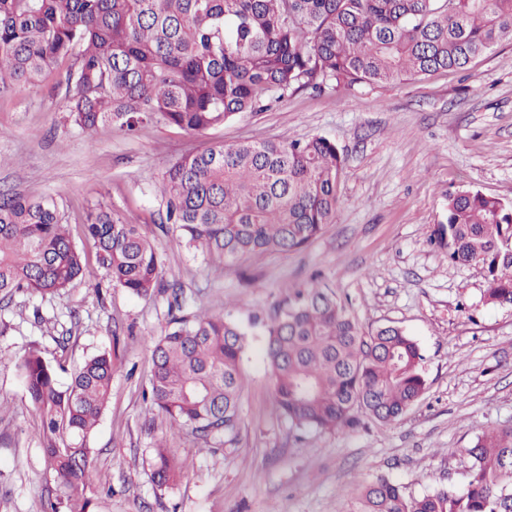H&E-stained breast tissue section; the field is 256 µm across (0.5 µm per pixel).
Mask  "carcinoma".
Returning a JSON list of instances; mask_svg holds the SVG:
<instances>
[{"instance_id": "obj_1", "label": "carcinoma", "mask_w": 512, "mask_h": 512, "mask_svg": "<svg viewBox=\"0 0 512 512\" xmlns=\"http://www.w3.org/2000/svg\"><path fill=\"white\" fill-rule=\"evenodd\" d=\"M503 41H512V0H0V92L66 60L65 111L83 133L162 121L199 134L307 87L462 69ZM345 165L325 137L215 143L166 170L162 223L226 267L296 251L332 221ZM84 228L108 284L139 297L169 294L171 318L152 352L151 411L206 442H233L246 330L207 311L177 315L181 288L165 280L139 225L97 204ZM437 239L449 262L483 269L487 300L512 305V201L474 189L448 194ZM85 277L54 202L1 192L0 297L26 290L45 298ZM263 335L275 410L298 427L345 428L361 416L394 422L426 389L413 337L397 326L363 330L315 284L277 308ZM17 371L41 421L59 506L91 512L89 441L109 403L112 353L87 358L64 390L39 350ZM466 454L461 488L413 496L380 477L355 485L345 512H512V427L485 429ZM153 475L159 487L182 476L161 442Z\"/></svg>"}]
</instances>
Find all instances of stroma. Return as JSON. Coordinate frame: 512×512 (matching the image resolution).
<instances>
[{
    "label": "stroma",
    "mask_w": 512,
    "mask_h": 512,
    "mask_svg": "<svg viewBox=\"0 0 512 512\" xmlns=\"http://www.w3.org/2000/svg\"><path fill=\"white\" fill-rule=\"evenodd\" d=\"M58 80L54 68L0 93V191L52 200L91 277L46 298L0 300V512H48L55 500L40 419L16 370L32 348L59 363L63 385L86 358L112 354L109 405L90 442L93 512H340L354 483L381 476L414 496L466 484V448L486 428L512 426V306L486 301L482 270L449 264L435 232L450 193L512 201V43L464 70L299 90L196 135L151 123L86 137L67 118ZM313 136L335 142L347 164L335 218L305 248L226 267L160 229L158 185L182 156L217 142ZM97 203L140 224L165 278L182 286L186 312L204 308L248 328L235 444L153 419L142 391L167 299L100 286L84 233ZM312 281L364 330L394 324L418 342L427 388L400 420L315 431L276 415L264 338L249 322ZM160 439L183 471L164 488L151 466Z\"/></svg>",
    "instance_id": "1"
}]
</instances>
